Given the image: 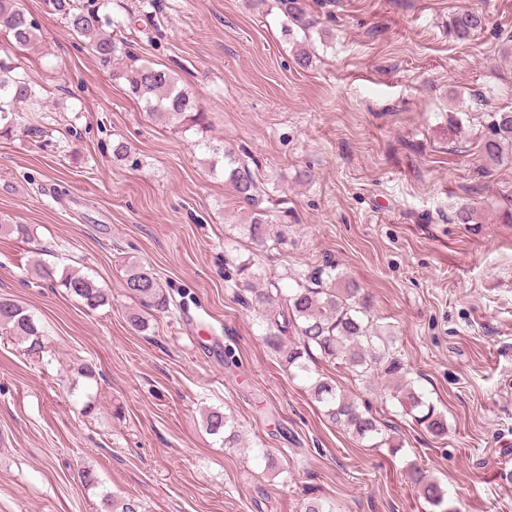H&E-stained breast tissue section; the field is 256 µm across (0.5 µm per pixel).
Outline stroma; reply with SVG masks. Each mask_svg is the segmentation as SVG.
<instances>
[{"label": "stroma", "instance_id": "stroma-1", "mask_svg": "<svg viewBox=\"0 0 512 512\" xmlns=\"http://www.w3.org/2000/svg\"><path fill=\"white\" fill-rule=\"evenodd\" d=\"M22 4L42 43L24 61L39 102L20 111L46 134L0 136V298L34 315L44 349L0 338V512H96L112 493L142 512H299L314 497L335 512H433L405 480L413 462L447 489L448 512H512V223L499 220L512 160L481 152L487 113L512 110V0H309L305 69L274 0H108L112 17H139L136 58L176 71L206 112L186 132L153 122L48 0ZM464 9L487 24L460 41L449 21ZM121 140L132 151L117 162ZM216 148L278 201L281 251L240 234L249 207L211 172ZM463 203L485 223H453ZM246 259L276 277L328 261L355 279L447 438L392 407V456L332 424L226 281ZM132 262L172 298L141 332L127 321ZM72 271L108 304L59 286ZM208 408L234 417L240 447L205 430Z\"/></svg>", "mask_w": 512, "mask_h": 512}]
</instances>
